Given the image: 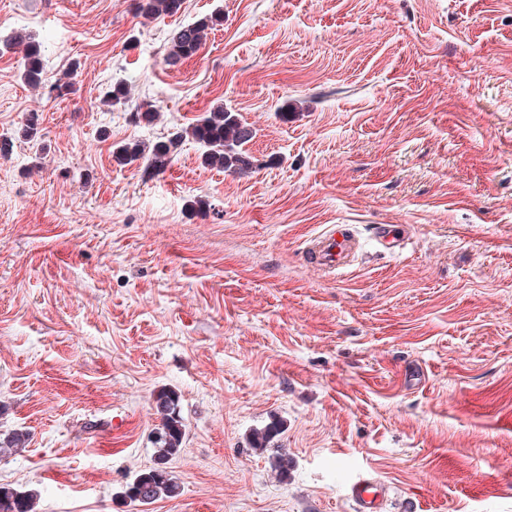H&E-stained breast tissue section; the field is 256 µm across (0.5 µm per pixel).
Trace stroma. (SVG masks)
Listing matches in <instances>:
<instances>
[{"label": "stroma", "mask_w": 512, "mask_h": 512, "mask_svg": "<svg viewBox=\"0 0 512 512\" xmlns=\"http://www.w3.org/2000/svg\"><path fill=\"white\" fill-rule=\"evenodd\" d=\"M214 12L168 66L171 31ZM16 35L73 91L0 54V432L28 435L0 484L36 512H353L369 472L384 512H512V0H0ZM220 102L256 132L251 170L189 138L159 174L115 159ZM334 224L361 249L324 275L305 248ZM379 224L410 228L402 252ZM163 389L179 494L141 506L123 490ZM182 0H138V11L145 18L174 15L182 7ZM23 81L34 88H48V95L61 96L69 91L70 83L56 80L48 84L44 77V64L40 44L35 41H28L25 45V65L22 72Z\"/></svg>", "instance_id": "1"}]
</instances>
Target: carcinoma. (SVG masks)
I'll return each mask as SVG.
<instances>
[{"mask_svg": "<svg viewBox=\"0 0 512 512\" xmlns=\"http://www.w3.org/2000/svg\"><path fill=\"white\" fill-rule=\"evenodd\" d=\"M137 4L143 17L153 18L178 13L182 0H137ZM221 22V15L213 13L174 30L166 63L176 67L196 56L206 41L208 31ZM22 79L31 87L48 89L50 96H61L70 87V83L59 80L50 84L46 82L40 44L32 40L25 45ZM187 135L205 147L203 159L208 166L238 172L252 165L243 147L255 137V131L239 114L227 110L222 103L213 107L196 124L175 133L167 142L153 146L150 152H145L139 143H129L118 148L116 157L127 164L145 157L152 171L162 173L170 165L176 142ZM155 409L160 423L154 435L153 466L138 472L123 491L125 498L142 505L174 497L179 489L167 470V464L180 452L185 440L186 424L182 416L181 395L173 390L161 392L155 398ZM25 443L26 434L18 430L3 434L0 437V456L25 447ZM37 498L35 491L0 484V512H35Z\"/></svg>", "mask_w": 512, "mask_h": 512, "instance_id": "carcinoma-1", "label": "carcinoma"}]
</instances>
